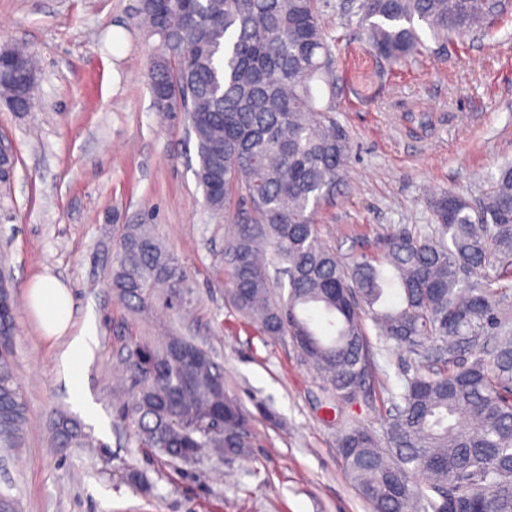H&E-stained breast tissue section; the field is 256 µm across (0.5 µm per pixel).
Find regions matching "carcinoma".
Listing matches in <instances>:
<instances>
[{
	"label": "carcinoma",
	"mask_w": 512,
	"mask_h": 512,
	"mask_svg": "<svg viewBox=\"0 0 512 512\" xmlns=\"http://www.w3.org/2000/svg\"><path fill=\"white\" fill-rule=\"evenodd\" d=\"M359 31L380 84L424 53L447 59L460 38L493 32L492 0H366ZM140 24L160 44L146 76L158 112L193 113L203 204L232 218L229 298L269 337H290L336 396L366 376L365 320L426 365L406 379L382 435L354 429L339 454L371 512H512V291L480 280L512 271V163L473 201L451 191L429 201L434 224L394 231L380 253L346 268L318 235L315 214L336 189L351 145L334 112L352 91L325 29L321 0H139ZM25 87L0 79V99L33 109ZM107 284L137 309L189 287L185 267L151 224L123 225ZM400 301L387 303L388 290ZM14 285L0 273V446L19 445L24 402L13 369ZM130 441L189 462H226L249 447L247 415L224 372L176 335L124 358ZM59 448L84 447L76 419L59 413Z\"/></svg>",
	"instance_id": "obj_1"
}]
</instances>
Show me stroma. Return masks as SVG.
<instances>
[{
	"label": "stroma",
	"mask_w": 512,
	"mask_h": 512,
	"mask_svg": "<svg viewBox=\"0 0 512 512\" xmlns=\"http://www.w3.org/2000/svg\"><path fill=\"white\" fill-rule=\"evenodd\" d=\"M358 4L322 7L357 92L336 115L353 154L317 219L346 266L376 255L389 232H429L435 193L477 198L487 174L512 162V9L493 36L464 38L448 60L425 56L382 86L357 38ZM136 5L0 0V47H25L39 61L32 111L0 104V139L16 159L0 185V267L16 286L14 371L26 407L20 446L0 453V491L21 512H369L337 442L355 427L382 432L419 361L405 348L382 351L368 329L367 379L342 401L290 338L262 335L231 304L224 243L233 226L202 203L184 113L154 110L145 64L158 40L136 26ZM148 219L190 288L176 309L158 302L144 314L107 276L122 225ZM46 273L72 295L70 334L93 330L81 406L60 374L67 336H44L27 309L31 281ZM171 333L212 353L249 418L252 446L232 462L183 463L125 445L131 429L117 409L130 396L115 369L134 343ZM58 411L80 420L95 448L55 447Z\"/></svg>",
	"instance_id": "obj_1"
}]
</instances>
